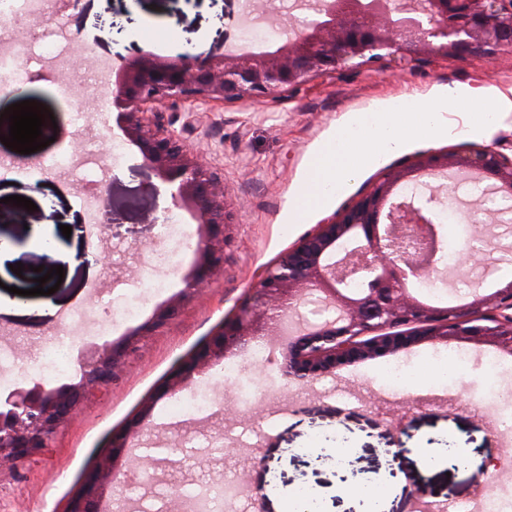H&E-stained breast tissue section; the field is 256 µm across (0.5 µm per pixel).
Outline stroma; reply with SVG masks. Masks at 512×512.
<instances>
[{
  "instance_id": "obj_1",
  "label": "stroma",
  "mask_w": 512,
  "mask_h": 512,
  "mask_svg": "<svg viewBox=\"0 0 512 512\" xmlns=\"http://www.w3.org/2000/svg\"><path fill=\"white\" fill-rule=\"evenodd\" d=\"M275 0H80L76 12L64 18L44 19L41 41H48L57 25L73 30L71 79L68 90L78 108L97 112L92 98L94 75L83 56L93 48L101 58H131L151 51L145 41L130 39L132 30L145 25H175L173 49L186 48L206 58L237 44L247 18L265 15L283 37L293 31L294 9H275ZM466 84L476 89L512 88V52L475 53L463 58H429L399 75L381 65L318 78L297 91L252 101L167 108L164 122L191 149L203 153L212 171L224 181L236 219L224 246V269L205 297L185 306L169 324L146 341L139 356L131 358L121 378L100 398L88 400L77 419L62 429L49 448L0 471V512H66L83 476L108 446L112 432L135 416L175 362L209 336L244 302L249 288L263 270L288 247L322 221L321 216L297 224L288 216L309 155L335 131L346 113L366 111L378 103L415 94L426 99L441 88ZM42 103L59 129L57 141L32 153L35 163L27 175L13 182L0 177V225L21 240L22 274L0 269V301L9 300L10 287L23 289L22 312L0 310V337H14L19 357V383L39 382L31 362L42 343L54 338L65 316L88 306L93 287H111L115 293L134 295L139 278L149 267L150 249L157 227L174 212L170 188L144 167L135 147H128L123 163L108 175L78 169L60 174L46 168L69 142L73 154L106 151L111 139L122 138L116 113L109 112L93 131L70 120L55 93L29 89L22 96L0 97V113L18 99ZM485 145L512 154V117L488 138L453 135L430 142L415 141L388 155L379 167L363 173L349 191L331 206L339 211L366 193L382 171L403 167L431 149L466 152ZM0 157L21 162L27 156L0 142ZM105 191L112 222L104 230V263L90 266L85 231L88 215L79 193L85 181ZM12 195L31 199L35 210L9 203ZM47 225L57 239L61 256L45 258L26 242L28 225ZM71 226L63 236L62 226ZM77 261H67L68 253ZM62 266L63 278L49 296H34L36 266L43 262ZM287 340L273 337L271 359L249 365L258 389H270L246 420L258 429L249 447L237 438L241 418L235 407L237 383H216L217 404L206 415L174 410L171 399L158 402L141 436L145 448L161 442L182 441L202 449L199 460L172 458L157 465L158 482L137 484L142 461L132 455L126 477L132 486L124 492V512H146L159 502L158 512H182L176 499L180 490L213 491L224 482L239 483L249 512H281L284 497L294 489H310L323 498L325 512H363L361 500L344 494L343 484L381 485L387 490L381 512H412L411 491L424 486L436 503H472L474 477L512 447L497 436L499 412L494 406L503 392L512 391V373L491 369L486 356L491 348L464 341L425 342L406 349L409 378L399 396L383 388V358L361 360L310 382L284 377L283 352ZM447 365L442 388L429 383L430 370ZM484 395L488 405L476 410L471 393ZM319 446L321 454L310 455ZM453 446L469 449L464 462L454 460L428 469L421 448ZM349 449L344 467H337L333 448ZM267 487L264 498L251 497V488Z\"/></svg>"
}]
</instances>
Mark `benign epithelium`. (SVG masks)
<instances>
[{"label":"benign epithelium","instance_id":"benign-epithelium-1","mask_svg":"<svg viewBox=\"0 0 512 512\" xmlns=\"http://www.w3.org/2000/svg\"><path fill=\"white\" fill-rule=\"evenodd\" d=\"M491 51H512V0H320L308 26L264 47L241 46L206 59L187 51L119 57L107 110L118 112L142 165L172 187L173 204L198 224L195 262L184 288L148 321L117 343L82 352L81 380L53 388L18 387L0 397V470L48 447L89 398L112 387L143 342L223 271L224 243L234 220L224 181L163 124L162 105L258 99L368 63L385 62L402 71L431 56ZM454 172L490 176L495 192L512 194V157L490 146L463 154L427 153L404 169L385 171L354 204L268 266L237 314L177 362L139 414L112 434V452L86 473L69 512H98L103 501L112 500L126 449L158 401L189 387L225 358L278 334L288 317L300 315L310 291L321 302V319L304 322L289 340L287 377L314 380L347 363L422 341L464 340L512 355L511 281L488 292L475 280L471 300L451 308L427 304L409 288L417 271L394 240L396 225L408 224L415 237L433 241L439 236L434 215L440 201L435 194L395 201V190L420 173ZM368 274L369 287L357 293L343 287L346 279Z\"/></svg>","mask_w":512,"mask_h":512}]
</instances>
